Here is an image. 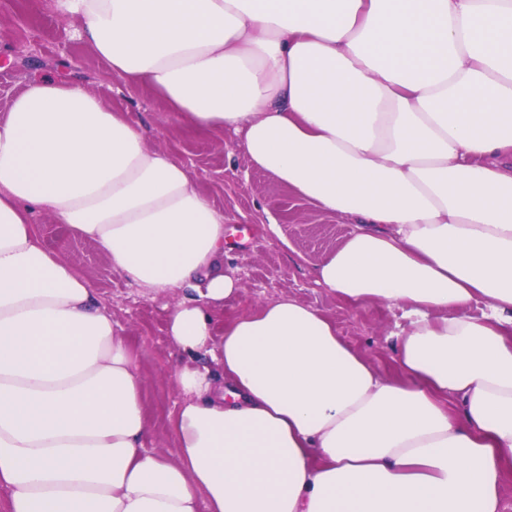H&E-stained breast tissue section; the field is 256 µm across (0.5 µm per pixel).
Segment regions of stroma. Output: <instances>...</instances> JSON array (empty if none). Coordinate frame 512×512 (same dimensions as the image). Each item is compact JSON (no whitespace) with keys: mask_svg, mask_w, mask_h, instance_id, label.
I'll return each mask as SVG.
<instances>
[{"mask_svg":"<svg viewBox=\"0 0 512 512\" xmlns=\"http://www.w3.org/2000/svg\"><path fill=\"white\" fill-rule=\"evenodd\" d=\"M29 0H0V114L28 75L84 86L142 126L149 147L177 155L200 190L224 212V267L239 283L218 312L220 323L256 312L283 295L318 309L352 347L365 352L382 375L395 372V335L405 325L400 309L381 303L351 306L316 284L315 264L342 245L348 220L311 205L272 175L253 167L231 131L202 134L169 112L155 91H133L116 81L107 63L78 38L77 21L59 15L53 0L31 10ZM277 231H270L267 216ZM60 255L102 298L127 336L143 376L142 400L152 431L150 446L173 452L169 417L181 402L172 384L179 365L169 338L164 297H150L113 272L95 243L67 236Z\"/></svg>","mask_w":512,"mask_h":512,"instance_id":"1","label":"stroma"}]
</instances>
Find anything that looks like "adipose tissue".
<instances>
[{
	"label": "adipose tissue",
	"instance_id": "1",
	"mask_svg": "<svg viewBox=\"0 0 512 512\" xmlns=\"http://www.w3.org/2000/svg\"><path fill=\"white\" fill-rule=\"evenodd\" d=\"M125 87L355 227L314 267L402 308L383 376L281 296L238 291L224 213L78 86L0 116V485L8 512H502L512 474V0H54ZM168 296L175 457L143 379L33 213ZM480 314H473V306Z\"/></svg>",
	"mask_w": 512,
	"mask_h": 512
}]
</instances>
